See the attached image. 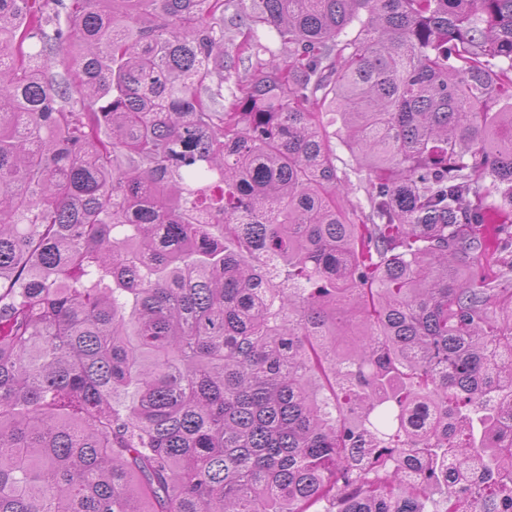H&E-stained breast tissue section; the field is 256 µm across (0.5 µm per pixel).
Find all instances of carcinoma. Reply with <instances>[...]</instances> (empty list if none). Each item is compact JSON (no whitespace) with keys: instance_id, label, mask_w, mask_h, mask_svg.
Segmentation results:
<instances>
[{"instance_id":"cac0c4a2","label":"carcinoma","mask_w":512,"mask_h":512,"mask_svg":"<svg viewBox=\"0 0 512 512\" xmlns=\"http://www.w3.org/2000/svg\"><path fill=\"white\" fill-rule=\"evenodd\" d=\"M318 502L512 512V0H0V512Z\"/></svg>"}]
</instances>
